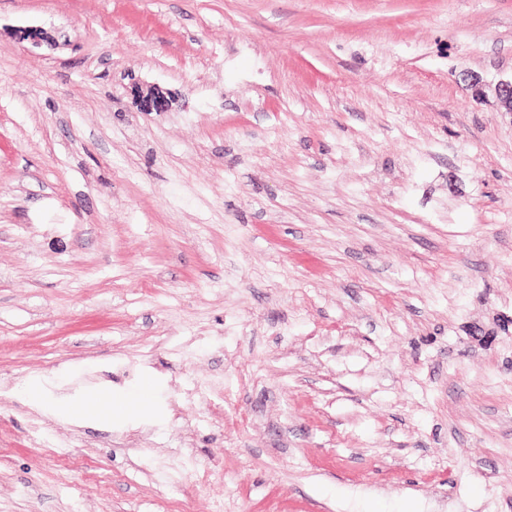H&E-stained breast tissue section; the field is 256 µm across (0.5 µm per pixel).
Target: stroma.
Masks as SVG:
<instances>
[{
  "label": "stroma",
  "instance_id": "obj_1",
  "mask_svg": "<svg viewBox=\"0 0 512 512\" xmlns=\"http://www.w3.org/2000/svg\"><path fill=\"white\" fill-rule=\"evenodd\" d=\"M511 77L512 0H0V512H512ZM14 35L19 42H25L31 46L51 44L54 41L53 35L41 26L22 27L17 29ZM137 399L145 401L144 410L152 404L153 385L149 380L143 379L132 393L112 396V393L106 390L95 391L86 397L83 403L87 405L85 411L96 412L97 414L98 411L104 410L111 416L127 417L135 414L129 410L128 402Z\"/></svg>",
  "mask_w": 512,
  "mask_h": 512
}]
</instances>
